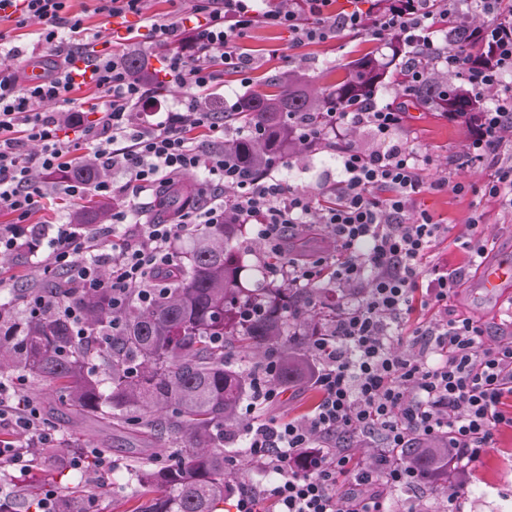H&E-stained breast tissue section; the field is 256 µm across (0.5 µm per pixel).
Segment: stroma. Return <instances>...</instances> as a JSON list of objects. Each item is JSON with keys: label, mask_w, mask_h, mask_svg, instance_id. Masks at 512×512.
Wrapping results in <instances>:
<instances>
[{"label": "stroma", "mask_w": 512, "mask_h": 512, "mask_svg": "<svg viewBox=\"0 0 512 512\" xmlns=\"http://www.w3.org/2000/svg\"><path fill=\"white\" fill-rule=\"evenodd\" d=\"M71 13L82 16L86 26L94 29H120L133 31L135 38L124 45H111V52L137 51L148 61L151 68L160 70L169 53L167 47L153 43L148 35L145 16L174 17L176 6L173 0H148L145 15L127 14L125 17L108 18L94 13L92 0H70ZM244 52L253 57L249 83H242L237 74L224 73L206 93L212 106L223 109L235 103L251 91L258 80L280 74L295 66H303L312 84L324 89L335 79L334 71L348 59L351 52L371 48L387 53L384 42L362 33L344 31L335 39L326 42L297 43L287 31L256 25L242 39ZM470 136L467 121L447 117L441 112H408L403 129L397 134V142L419 154L431 155L433 163L422 172L424 181L432 182L442 177L480 182L486 175L484 167L468 163L464 147ZM286 188L320 194L339 179V154L330 148L309 151L294 160L290 170L282 171ZM418 209L429 212L436 222L448 225L449 231L434 247L428 260L429 266L442 269L461 267L466 276L450 303L455 312L479 318L491 328H503L512 333V291L495 298L484 296L479 289L480 269L467 265L465 254L458 249L453 238L461 225L472 216H480L479 232L489 238L488 260L512 258V213L493 203L481 200L480 196L468 193L458 195L451 189L429 190L417 201ZM50 282L44 275L39 259L19 248L12 252L7 262L0 264V301L7 298L13 288L31 284L47 287ZM35 400L43 417L56 431L59 440L57 449L73 445L107 449L114 468H124L133 449L150 451L156 446L151 438L133 437L129 433L107 427L90 420H78L57 402L53 388L33 384L27 390ZM470 482L471 492L465 493L460 512H512V431H502L496 448L482 459L478 470L464 473ZM90 485L96 487L97 512H132L139 499L134 488L124 493L113 494L112 476L98 471L71 472L67 479L56 485L58 492ZM447 492L432 483H421L411 489L391 492L392 512H444Z\"/></svg>", "instance_id": "obj_1"}]
</instances>
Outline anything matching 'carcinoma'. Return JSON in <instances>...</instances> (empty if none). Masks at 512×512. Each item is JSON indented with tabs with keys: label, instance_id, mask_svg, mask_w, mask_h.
<instances>
[{
	"label": "carcinoma",
	"instance_id": "1",
	"mask_svg": "<svg viewBox=\"0 0 512 512\" xmlns=\"http://www.w3.org/2000/svg\"><path fill=\"white\" fill-rule=\"evenodd\" d=\"M390 58L365 55L341 64L342 81L318 94L299 69L263 79L224 117L233 128L224 155L239 161L248 175L270 169L275 156L263 139L275 135L284 159L299 155L300 127H316L324 113L346 101L372 100L388 79H400L410 54L394 48ZM481 53L468 26L455 25L443 40L418 56L423 78L408 94L418 110L473 120L479 101L448 79L440 58L446 49ZM199 201L189 187L158 198L159 216L177 219ZM242 224H205L191 234L189 250L155 276L153 299L129 296L112 307L110 288H71L52 284L60 300L81 314L80 337L73 322L55 313L20 316L14 302L0 303V376L53 387L62 407L79 416L119 426L133 435L166 439L171 447L157 456L130 457L125 475L112 479L122 491L134 481L143 501L135 512H217L224 501L232 458L246 449L224 447V433L242 423L240 402L252 394L251 371L263 355L274 365L273 382L287 388L310 382L316 364L310 339L330 328L336 304L312 308L309 297L322 291L273 286L265 280L249 287L236 258ZM32 470L46 481L63 471L65 456L54 448L33 449ZM453 452L448 442H418L399 449L396 459L423 481L448 478ZM96 493L72 490L58 512H90Z\"/></svg>",
	"mask_w": 512,
	"mask_h": 512
}]
</instances>
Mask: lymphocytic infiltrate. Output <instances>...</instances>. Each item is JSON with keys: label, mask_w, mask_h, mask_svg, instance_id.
<instances>
[{"label": "lymphocytic infiltrate", "mask_w": 512, "mask_h": 512, "mask_svg": "<svg viewBox=\"0 0 512 512\" xmlns=\"http://www.w3.org/2000/svg\"><path fill=\"white\" fill-rule=\"evenodd\" d=\"M387 0L376 19L353 12L333 17L328 0H192L203 15L190 51L179 48L182 27L167 18L150 21L151 40L168 47L164 77L170 87L187 91L179 117L144 120L147 83L134 79L124 55L97 54L101 31L69 14L67 0H0V19L17 28L36 25L30 46L16 45L0 33V211L15 223L0 225V253L20 243L44 253L43 271L66 274L75 288H108L122 303L132 288H148L156 272L172 264L175 244L203 224H220L226 212L250 224L266 253L282 259L280 276L292 288L329 281L344 290V307L327 334L313 337L317 360L314 385L321 397L296 419L247 424L250 462L273 470L275 481L257 491L243 488L238 512H389V492L418 485L416 472L394 463L392 454L410 442L447 440L455 460L473 467L495 445L496 431L512 429L505 400L512 395V340L486 343L481 320L449 309L464 272L428 268L427 260L448 227L417 210L426 187L477 191L482 199L512 211V0H479L475 36L483 58L449 53L448 70L465 76L472 98L496 93L492 107L480 112L465 154L487 164L480 186L440 178L425 183L426 157L404 147L395 134L406 114L400 102L337 107L321 129L305 131L309 148L321 146L326 130L367 127L380 147L364 153L344 148L335 204L290 190L274 173L244 177L224 159V115L199 102L223 74L247 72L251 60L240 41L255 24L289 32L295 42H325L338 32H368L379 39L396 34L401 46L432 45L439 21L458 18L460 0ZM52 59H44V51ZM30 57L45 63L36 83L25 81L11 60ZM93 85L101 95L94 119L71 107L75 86ZM211 133L216 145L204 150L195 131ZM93 145L103 175L92 183L71 179L69 171L81 144ZM204 172L215 187L203 206L182 211L176 223L136 224L135 197L149 188L173 184L176 177ZM125 177L114 184L113 174ZM112 200V222L94 234L77 237L72 225L40 230L27 222L50 195L82 197L86 191ZM135 233L99 250L124 224ZM304 224L321 225L336 254L310 261L288 254L290 234ZM433 310L431 319L412 322L417 308ZM29 434L26 442L0 440V467L23 473L30 468L32 444L48 445L53 434L31 399L21 397L18 381L0 382V424ZM379 433L374 461L363 465L348 441ZM337 440L335 451L317 446Z\"/></svg>", "instance_id": "f902f5d3"}]
</instances>
